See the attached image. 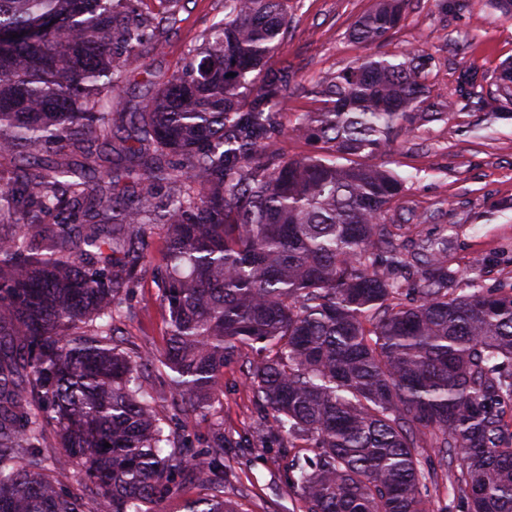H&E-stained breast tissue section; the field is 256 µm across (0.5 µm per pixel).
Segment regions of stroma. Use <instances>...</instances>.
Wrapping results in <instances>:
<instances>
[{"label":"stroma","mask_w":512,"mask_h":512,"mask_svg":"<svg viewBox=\"0 0 512 512\" xmlns=\"http://www.w3.org/2000/svg\"><path fill=\"white\" fill-rule=\"evenodd\" d=\"M372 5L373 0H288V29L269 60L290 70L282 124L317 108L309 94L316 82L369 55L349 32ZM223 17L224 0H180L174 21L159 45L143 49L140 65L157 79L169 77L183 65L187 46ZM379 51H417L428 59L425 115L380 159L405 180L388 223L409 249L447 241L448 268L459 286L512 288V96L498 81L503 63L512 60V17L493 14L488 0H409L402 22ZM464 73L474 75L475 86L461 98L457 79ZM490 99L491 110L484 106ZM128 305L129 346L161 352L167 314L152 276L143 277ZM245 372L244 358L225 363L213 415L194 416L188 430L203 438L213 419H222L229 442L224 498L237 512H304L285 480L281 441L257 435L261 413Z\"/></svg>","instance_id":"obj_1"}]
</instances>
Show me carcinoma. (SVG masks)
Here are the masks:
<instances>
[{
    "label": "carcinoma",
    "mask_w": 512,
    "mask_h": 512,
    "mask_svg": "<svg viewBox=\"0 0 512 512\" xmlns=\"http://www.w3.org/2000/svg\"><path fill=\"white\" fill-rule=\"evenodd\" d=\"M166 2L0 0V512H160L184 472L207 490L186 512H235L223 423L201 447L166 427L211 409L224 361L256 347L261 433L288 437L306 512H435L426 431L463 512H512V289L459 293L445 247L403 251L386 215L404 179L367 163L422 111L425 57L370 54L316 83L322 107L288 131L321 152L269 154L288 69L264 61L288 0H224L121 133L115 91ZM405 2L376 0L351 38L381 44ZM149 271L169 314L159 356L120 331Z\"/></svg>",
    "instance_id": "cac0c4a2"
}]
</instances>
